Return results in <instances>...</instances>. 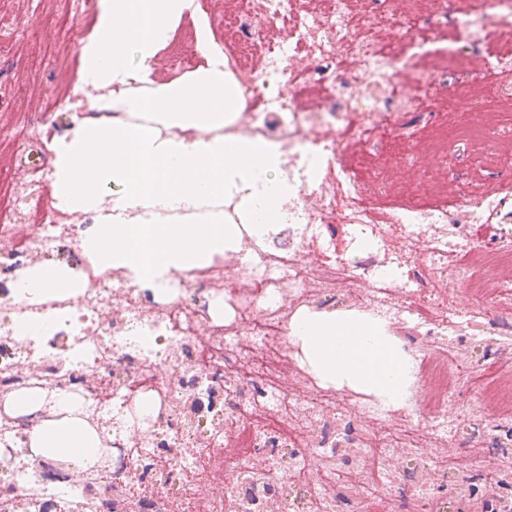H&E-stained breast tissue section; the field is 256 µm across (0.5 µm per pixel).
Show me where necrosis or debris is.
<instances>
[{"instance_id": "necrosis-or-debris-1", "label": "necrosis or debris", "mask_w": 512, "mask_h": 512, "mask_svg": "<svg viewBox=\"0 0 512 512\" xmlns=\"http://www.w3.org/2000/svg\"><path fill=\"white\" fill-rule=\"evenodd\" d=\"M232 67L243 90L241 127L280 143L283 169L294 195L288 221L270 242L246 238V261L210 267L193 280L197 290L222 285L234 320L204 322V306L160 298L144 306L132 275L99 279L78 300V318L65 320L63 348L47 353L27 346L0 355V399L15 391L46 388L86 373V361L106 370L86 386L93 420L111 427L112 497L92 495L102 476L90 471L68 479L67 490L34 478L25 494L0 492V512H340L349 502L360 512H396L402 491L390 481L391 463L414 453L421 439L447 447L455 437L453 402L458 384L471 386L499 426L512 425V373L485 365L478 375L459 371L458 356L437 352L423 364L418 421L395 422L383 402L362 403L352 413L373 419L355 436L348 495L336 491V461L324 455L311 466V451L336 442L329 424L335 400L312 398V380L290 368L287 325L295 307L335 298L346 287L344 262L314 263L311 243L326 225L341 223L362 236L359 268L368 286L358 299L402 321L401 286L410 298L418 332L444 336L460 321L472 322L485 304L512 309V184L462 182L458 193L433 188L429 179L408 184V199L367 192L344 148L372 149L382 142L413 146L404 117L426 112L438 122L427 130L428 147L455 156L483 149L512 156V0H236L224 20ZM476 70L448 78V63L464 57ZM447 89L454 110L438 109ZM43 176L15 182L0 177V251L16 257L48 253L74 238L75 225L59 224L40 203ZM34 218L36 232L20 235V220ZM403 224L405 248L428 237L426 264L410 268L389 258L383 225ZM497 274L478 277L484 266ZM460 281L473 300L467 312L449 302L444 288ZM183 279L169 283L185 288ZM165 337L166 356L151 340ZM245 388L220 424L195 444L183 442L179 417L191 399L216 407L225 383ZM164 399L166 428L129 436L128 407L145 396ZM25 417L0 424V468L18 475L34 462L15 451ZM283 489L271 497V480ZM223 484L222 495L211 484Z\"/></svg>"}]
</instances>
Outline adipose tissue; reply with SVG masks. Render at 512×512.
Segmentation results:
<instances>
[{
    "label": "adipose tissue",
    "mask_w": 512,
    "mask_h": 512,
    "mask_svg": "<svg viewBox=\"0 0 512 512\" xmlns=\"http://www.w3.org/2000/svg\"><path fill=\"white\" fill-rule=\"evenodd\" d=\"M80 42L76 91L95 90L103 112L78 121L57 142L48 176L53 205L93 212L96 233L82 247L99 273L122 269L166 293L171 272H190L238 250L242 229L261 237L286 223L291 194L277 145L231 132L245 108L223 48L194 0H99ZM191 17L204 64L183 80L160 81L155 64L184 17ZM87 278L43 262L18 277L13 299L70 298ZM320 377L348 380L402 404L411 362L377 320L309 314L292 320ZM85 398L65 388L8 396L0 411L33 416L24 445L34 458L78 471L101 465L110 436L89 423Z\"/></svg>",
    "instance_id": "1"
}]
</instances>
